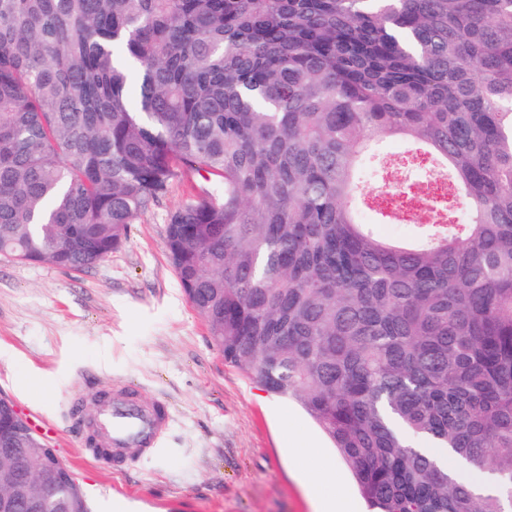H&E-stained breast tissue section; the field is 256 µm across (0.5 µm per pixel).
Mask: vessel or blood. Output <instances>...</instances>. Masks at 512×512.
<instances>
[{
    "mask_svg": "<svg viewBox=\"0 0 512 512\" xmlns=\"http://www.w3.org/2000/svg\"><path fill=\"white\" fill-rule=\"evenodd\" d=\"M171 424L168 404L161 399L141 403L133 393H122L104 405L96 427L102 438L85 448L86 457L106 463L112 472H122L127 452H153L162 444Z\"/></svg>",
    "mask_w": 512,
    "mask_h": 512,
    "instance_id": "vessel-or-blood-1",
    "label": "vessel or blood"
}]
</instances>
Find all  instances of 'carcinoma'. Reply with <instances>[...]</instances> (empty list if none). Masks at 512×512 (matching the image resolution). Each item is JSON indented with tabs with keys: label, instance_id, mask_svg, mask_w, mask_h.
<instances>
[{
	"label": "carcinoma",
	"instance_id": "carcinoma-1",
	"mask_svg": "<svg viewBox=\"0 0 512 512\" xmlns=\"http://www.w3.org/2000/svg\"><path fill=\"white\" fill-rule=\"evenodd\" d=\"M391 138L467 223H364ZM184 164L222 179L167 240L225 362L304 408L371 512H512V0H0V257L101 262ZM39 445L0 399V448Z\"/></svg>",
	"mask_w": 512,
	"mask_h": 512
}]
</instances>
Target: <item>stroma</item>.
I'll return each instance as SVG.
<instances>
[{"label": "stroma", "instance_id": "1", "mask_svg": "<svg viewBox=\"0 0 512 512\" xmlns=\"http://www.w3.org/2000/svg\"><path fill=\"white\" fill-rule=\"evenodd\" d=\"M415 147L392 139L372 160L358 202L384 186L413 180ZM221 184L183 168L169 194L127 228L121 246L96 265L66 269L0 258V399L24 420L54 431L46 443L83 489L91 512L113 501L129 512H314L307 490L285 461L295 439L313 448L307 467L335 466L344 485L323 483L367 512L337 450L295 402L265 392L213 348L171 264L167 218L189 192L219 193ZM135 385L143 401L171 406L162 447L106 473L81 453L72 426L95 409L100 381Z\"/></svg>", "mask_w": 512, "mask_h": 512}]
</instances>
